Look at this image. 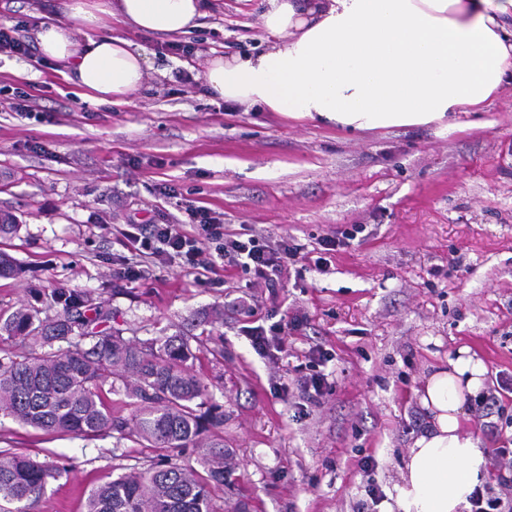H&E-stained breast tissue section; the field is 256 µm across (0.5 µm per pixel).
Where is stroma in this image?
I'll list each match as a JSON object with an SVG mask.
<instances>
[{"mask_svg": "<svg viewBox=\"0 0 512 512\" xmlns=\"http://www.w3.org/2000/svg\"><path fill=\"white\" fill-rule=\"evenodd\" d=\"M262 0H215L190 33L150 36L113 22L145 50L150 71L120 104L82 97L39 54L0 53V214L17 234L0 250L18 272L0 278V314L35 304L36 290L90 295L132 342L186 333L206 339L192 370L224 416L232 463L215 512H357L369 487L394 502L400 469L424 422L414 395L426 376L469 348L488 367L501 411L469 410L465 430L488 457L512 442V89L463 125L349 133L254 108L233 110L188 81L213 53L271 43ZM61 0H0V24L62 19ZM181 51H172V44ZM22 89L37 117L10 110ZM207 207L225 231L290 235L305 247L363 225L326 269L294 264L276 292L238 268L217 282L177 262L130 282L119 235L130 214L185 222ZM304 323L283 351L259 354L246 328L291 315ZM319 361L328 385L307 401L292 379ZM58 466L34 512H84L90 490L156 449L132 437L47 434L0 413V451ZM371 471H363L365 458Z\"/></svg>", "mask_w": 512, "mask_h": 512, "instance_id": "35a3bbf8", "label": "stroma"}]
</instances>
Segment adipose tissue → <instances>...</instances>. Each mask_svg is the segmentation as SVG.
<instances>
[{
    "label": "adipose tissue",
    "mask_w": 512,
    "mask_h": 512,
    "mask_svg": "<svg viewBox=\"0 0 512 512\" xmlns=\"http://www.w3.org/2000/svg\"><path fill=\"white\" fill-rule=\"evenodd\" d=\"M205 0H65L41 22L39 52L60 62L83 96L122 103L148 79L145 54L113 36L119 21L146 35H179ZM274 41L246 56L209 58L196 78L214 98L349 132L441 126L480 112L512 87V0H265ZM460 350L416 391L425 425L401 470L398 512H465L488 477L466 409L486 380Z\"/></svg>",
    "instance_id": "adipose-tissue-1"
}]
</instances>
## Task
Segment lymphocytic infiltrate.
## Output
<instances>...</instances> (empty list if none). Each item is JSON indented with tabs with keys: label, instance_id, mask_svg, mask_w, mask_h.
<instances>
[{
	"label": "lymphocytic infiltrate",
	"instance_id": "f902f5d3",
	"mask_svg": "<svg viewBox=\"0 0 512 512\" xmlns=\"http://www.w3.org/2000/svg\"><path fill=\"white\" fill-rule=\"evenodd\" d=\"M187 225L144 224L131 219L123 237L128 250L149 252L157 258L179 259L183 266L201 272L215 271L218 264L251 272L265 287L276 288L303 247L294 238L273 240L254 234H228L224 224L206 207L187 205Z\"/></svg>",
	"mask_w": 512,
	"mask_h": 512
}]
</instances>
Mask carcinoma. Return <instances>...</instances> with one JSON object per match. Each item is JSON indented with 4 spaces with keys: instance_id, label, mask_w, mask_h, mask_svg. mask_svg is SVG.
<instances>
[{
    "instance_id": "cac0c4a2",
    "label": "carcinoma",
    "mask_w": 512,
    "mask_h": 512,
    "mask_svg": "<svg viewBox=\"0 0 512 512\" xmlns=\"http://www.w3.org/2000/svg\"><path fill=\"white\" fill-rule=\"evenodd\" d=\"M90 299L63 288L45 294L43 307L0 315V337L21 345L0 361V411L48 434L94 437L132 434L160 450L202 448L206 475L165 461L124 473L88 494L85 512H214L212 495L224 488V439L205 433L221 428L222 416L203 410L206 387L192 373L191 342L184 333L134 344L117 332L93 331L104 314L86 313ZM63 312L48 314L54 306ZM65 342L64 350H53ZM146 403L134 421L112 413L108 395ZM58 471L25 451L0 455V512H31Z\"/></svg>"
}]
</instances>
